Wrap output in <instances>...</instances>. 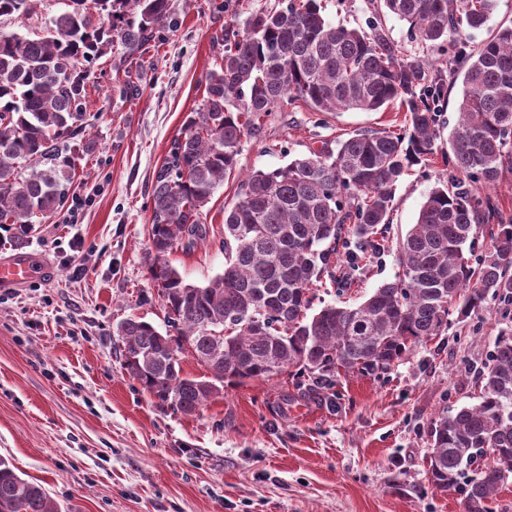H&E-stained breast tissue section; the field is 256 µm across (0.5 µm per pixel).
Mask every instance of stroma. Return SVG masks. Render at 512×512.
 <instances>
[{"label": "stroma", "instance_id": "stroma-1", "mask_svg": "<svg viewBox=\"0 0 512 512\" xmlns=\"http://www.w3.org/2000/svg\"><path fill=\"white\" fill-rule=\"evenodd\" d=\"M283 0H173L175 24L140 61L137 95L119 94L108 59L90 68L87 135L64 209L36 220L24 242L0 228V260L32 255L45 275L0 288V457L41 484L59 512H463L436 490L425 455L438 413L475 403L474 377L512 329V301L449 323L381 379L348 377L335 391L295 387L287 375L225 384L191 415L160 406L121 367L117 324L130 316L164 329L148 274L151 194L186 115L219 59L216 34ZM404 114H319L303 102L269 113L242 144L236 171L206 206L207 237L172 264L203 285L224 269V212L245 176L335 144L356 129L396 130ZM442 163L412 165L398 183L390 238L414 224ZM350 265L357 287L314 291V308L357 303L392 280L394 253ZM85 265L72 275L73 262Z\"/></svg>", "mask_w": 512, "mask_h": 512}]
</instances>
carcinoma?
I'll list each match as a JSON object with an SVG mask.
<instances>
[{
  "mask_svg": "<svg viewBox=\"0 0 512 512\" xmlns=\"http://www.w3.org/2000/svg\"><path fill=\"white\" fill-rule=\"evenodd\" d=\"M41 0H0V19L30 20ZM34 37L0 31V225L20 230L65 205L77 163L97 142L85 136L89 74L103 57L136 90L133 56L172 20V0H59ZM367 29L335 25L322 0H285L224 28L221 63L205 76L199 108L185 117L155 174L150 279L170 331L129 317L119 323L122 366L174 412L192 414L224 381L283 373L329 390L336 377L378 376L448 328L450 316L512 299V214L493 195L512 173V25L448 66L404 52L384 27L393 15L416 40L440 49L490 20L496 0H369ZM462 80L458 121L443 155L448 175L422 203L397 245L398 271L356 306L308 314L322 274L336 280L340 248L357 257L387 248L394 193L409 168L434 155L438 106ZM300 100L319 113L375 112L400 104L398 133L357 129L346 140L271 170L248 174L224 212V271L186 282L170 261L206 239L204 209L238 164L243 140L269 112ZM493 224L489 247L476 251ZM190 341L185 350L181 340ZM192 356L211 371L184 374ZM479 402L433 423L426 456L433 487L462 498L465 512L490 504L512 474V330L495 340L479 378ZM0 512H58L40 484L0 458Z\"/></svg>",
  "mask_w": 512,
  "mask_h": 512,
  "instance_id": "carcinoma-1",
  "label": "carcinoma"
}]
</instances>
